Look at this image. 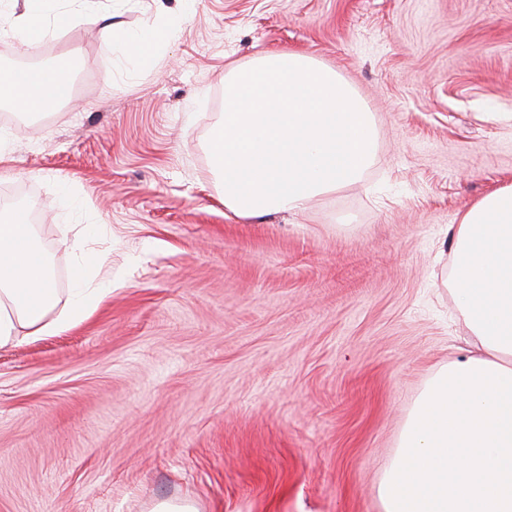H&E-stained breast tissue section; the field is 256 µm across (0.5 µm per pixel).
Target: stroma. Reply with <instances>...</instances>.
I'll return each mask as SVG.
<instances>
[{"mask_svg":"<svg viewBox=\"0 0 512 512\" xmlns=\"http://www.w3.org/2000/svg\"><path fill=\"white\" fill-rule=\"evenodd\" d=\"M62 109L0 108V197L35 225L67 302L81 259L112 290L78 325L0 348V512H382L380 479L467 330L449 225L512 184V0H79ZM177 36L155 69L98 17ZM306 53L365 100L364 178L300 215L224 206L207 150L224 73ZM74 199L68 207L66 199Z\"/></svg>","mask_w":512,"mask_h":512,"instance_id":"obj_1","label":"stroma"}]
</instances>
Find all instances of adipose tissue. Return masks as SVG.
Returning <instances> with one entry per match:
<instances>
[{
  "mask_svg": "<svg viewBox=\"0 0 512 512\" xmlns=\"http://www.w3.org/2000/svg\"><path fill=\"white\" fill-rule=\"evenodd\" d=\"M51 0H24L8 32L40 45ZM176 36L165 23L124 44L136 68L152 69ZM66 93L55 71L0 76V101L36 113ZM454 262L445 286L472 336L464 355L443 366L411 410L399 452L385 471L383 512H512V185L484 196L451 225ZM77 275L58 307L49 257L23 214L0 215V347L58 333L108 293Z\"/></svg>",
  "mask_w": 512,
  "mask_h": 512,
  "instance_id": "adipose-tissue-1",
  "label": "adipose tissue"
}]
</instances>
